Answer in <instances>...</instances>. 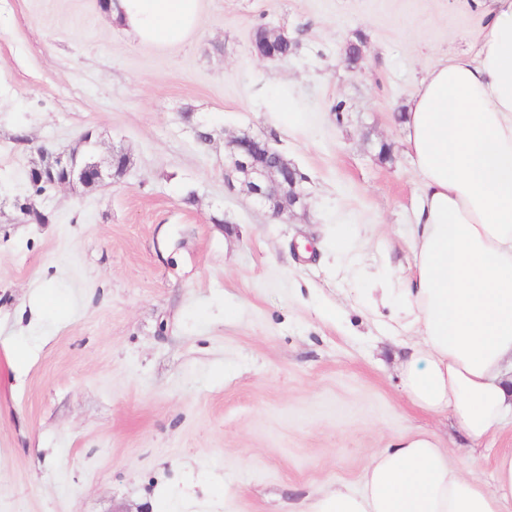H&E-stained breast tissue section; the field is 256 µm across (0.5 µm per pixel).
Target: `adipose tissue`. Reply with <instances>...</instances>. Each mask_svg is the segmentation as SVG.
I'll return each instance as SVG.
<instances>
[{
	"instance_id": "ef3b65f1",
	"label": "adipose tissue",
	"mask_w": 512,
	"mask_h": 512,
	"mask_svg": "<svg viewBox=\"0 0 512 512\" xmlns=\"http://www.w3.org/2000/svg\"><path fill=\"white\" fill-rule=\"evenodd\" d=\"M201 0H112L132 40L174 43L193 32ZM477 55L435 61L402 115L419 176L415 273L379 281L370 312L395 306L415 342L401 365L416 405L448 409L479 440L512 414V0H491ZM485 491L471 463L428 433L399 434L374 453L357 486L309 498L302 512H512V451Z\"/></svg>"
}]
</instances>
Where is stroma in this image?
<instances>
[{
  "mask_svg": "<svg viewBox=\"0 0 512 512\" xmlns=\"http://www.w3.org/2000/svg\"><path fill=\"white\" fill-rule=\"evenodd\" d=\"M260 27L296 53L256 57ZM488 32L482 0H202L198 29L157 45L98 0H0V512H299L401 431L472 458L493 491L512 420L474 441L414 404L394 310H365L378 277L414 269L398 116L428 66ZM288 80L296 131L265 107ZM88 131L97 158L128 154L126 174L48 190L49 223L25 221L34 151ZM243 131L296 167L306 210L275 220L227 189ZM46 289L64 307L39 316Z\"/></svg>",
  "mask_w": 512,
  "mask_h": 512,
  "instance_id": "1",
  "label": "stroma"
}]
</instances>
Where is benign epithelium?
<instances>
[{
	"label": "benign epithelium",
	"mask_w": 512,
	"mask_h": 512,
	"mask_svg": "<svg viewBox=\"0 0 512 512\" xmlns=\"http://www.w3.org/2000/svg\"><path fill=\"white\" fill-rule=\"evenodd\" d=\"M285 35L262 29L252 39L253 54L260 59L280 60ZM37 158L31 162L27 178L56 169L59 178L51 181L55 187L95 186L114 178L112 161L124 152L112 150L105 162L93 161L80 165L72 151L57 152L39 148ZM225 186L231 191H240L252 198L256 204L268 209L274 219L303 210L306 194L301 186L299 173L288 160L269 142L243 131L227 143L224 156Z\"/></svg>",
	"instance_id": "7a95c632"
}]
</instances>
